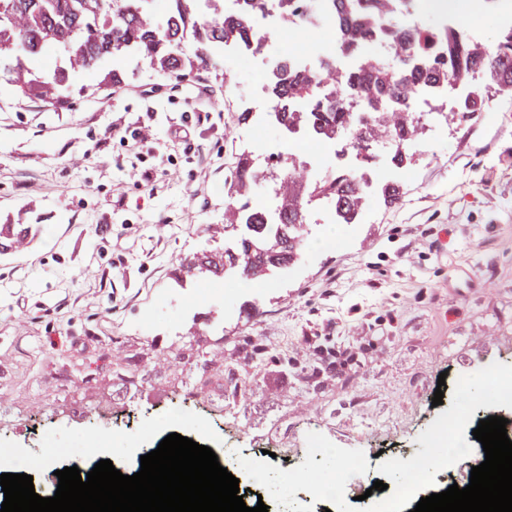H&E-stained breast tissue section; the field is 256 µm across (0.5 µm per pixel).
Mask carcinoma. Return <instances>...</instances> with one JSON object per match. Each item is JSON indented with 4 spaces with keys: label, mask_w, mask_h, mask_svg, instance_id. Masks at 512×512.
I'll return each instance as SVG.
<instances>
[{
    "label": "carcinoma",
    "mask_w": 512,
    "mask_h": 512,
    "mask_svg": "<svg viewBox=\"0 0 512 512\" xmlns=\"http://www.w3.org/2000/svg\"><path fill=\"white\" fill-rule=\"evenodd\" d=\"M194 2L171 0L175 11L159 17L145 8L144 0H0V75L29 99L59 100L74 73L90 71L111 57L135 55L158 72L179 74L188 59L186 46L206 64L226 46L257 45L251 16L274 7L293 18L306 6L305 0H238L236 8L226 10L224 0H208L209 15L204 16ZM410 2L328 0L337 53L351 66L341 68L334 59L317 70L280 66L267 89L280 124L308 126L335 142L338 155L352 154L368 165L373 149L386 144L391 164L401 168L409 159L408 146L425 134L423 115L413 108L422 92L440 95L453 85L466 88L457 113L471 121L491 91L512 88V27L501 30L494 46L485 47L468 37L463 22L424 37L385 25ZM376 43L388 46L389 61L367 51ZM49 49L58 52L57 71L32 67ZM261 171L273 183L271 209L252 196ZM377 193L394 204L401 186L384 181ZM323 200L330 202L336 223H359L368 202L364 175L341 167L332 178L313 183L301 162L286 167L272 154L261 170L250 155L241 154L224 210V252L195 256L188 268L213 277L231 270L243 280H256L290 264L303 246L308 205ZM28 236L27 226L0 224V243Z\"/></svg>",
    "instance_id": "carcinoma-1"
}]
</instances>
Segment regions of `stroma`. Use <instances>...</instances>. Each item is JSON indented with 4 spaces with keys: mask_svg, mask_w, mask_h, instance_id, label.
Returning <instances> with one entry per match:
<instances>
[{
    "mask_svg": "<svg viewBox=\"0 0 512 512\" xmlns=\"http://www.w3.org/2000/svg\"><path fill=\"white\" fill-rule=\"evenodd\" d=\"M512 0H485L466 22L493 44ZM134 93L112 95L77 73L64 103L0 94V219L32 227L29 247L0 252V448L35 462V487L55 488L54 445L88 462L132 470L159 445L158 418H191L197 437L237 468L275 447L280 413L300 429L328 432L342 448L388 456L419 451L440 414L435 390L449 376L512 362V90L491 93L474 122L426 118L404 168L380 150L376 171L400 183V200L368 203L355 230L328 227V205L306 216L301 271L267 272L260 294L185 310L178 286L217 287L182 270L193 254L224 249L231 172L243 150L238 114L255 64L181 76L126 61ZM211 86L210 122L187 142L169 128L196 119L191 91ZM159 86L146 99L138 87ZM150 130L139 158L121 135L96 143L113 118ZM148 169L153 185L137 178ZM216 390L199 400L180 384L199 372ZM139 374L130 392L126 376ZM245 380L240 425L215 407L219 387ZM83 447V446H82Z\"/></svg>",
    "mask_w": 512,
    "mask_h": 512,
    "instance_id": "35a3bbf8",
    "label": "stroma"
}]
</instances>
